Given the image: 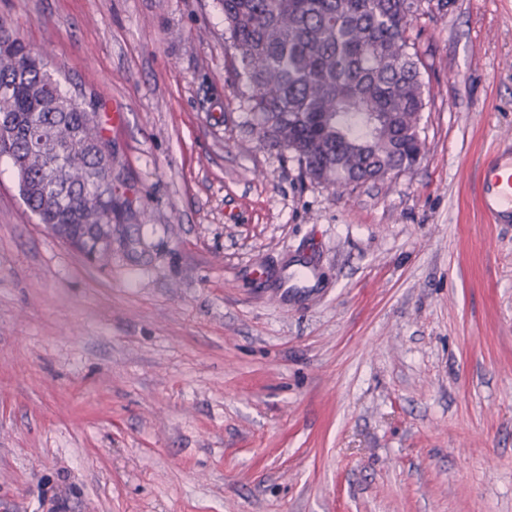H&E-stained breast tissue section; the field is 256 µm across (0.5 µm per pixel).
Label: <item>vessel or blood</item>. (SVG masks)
Returning <instances> with one entry per match:
<instances>
[{
    "label": "vessel or blood",
    "instance_id": "vessel-or-blood-1",
    "mask_svg": "<svg viewBox=\"0 0 512 512\" xmlns=\"http://www.w3.org/2000/svg\"><path fill=\"white\" fill-rule=\"evenodd\" d=\"M474 192L488 223H512V142H500L482 163Z\"/></svg>",
    "mask_w": 512,
    "mask_h": 512
}]
</instances>
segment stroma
<instances>
[{
    "instance_id": "obj_1",
    "label": "stroma",
    "mask_w": 512,
    "mask_h": 512,
    "mask_svg": "<svg viewBox=\"0 0 512 512\" xmlns=\"http://www.w3.org/2000/svg\"><path fill=\"white\" fill-rule=\"evenodd\" d=\"M112 142L91 260L0 158V512H512V0L413 24L423 158L261 141L220 0H0ZM474 192L489 224L512 223V142H500L482 163Z\"/></svg>"
}]
</instances>
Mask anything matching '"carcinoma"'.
Instances as JSON below:
<instances>
[{
	"instance_id": "carcinoma-1",
	"label": "carcinoma",
	"mask_w": 512,
	"mask_h": 512,
	"mask_svg": "<svg viewBox=\"0 0 512 512\" xmlns=\"http://www.w3.org/2000/svg\"><path fill=\"white\" fill-rule=\"evenodd\" d=\"M262 139L308 178L348 189L415 164L424 67L409 31L448 0H222ZM47 52L0 33V156L26 205L79 247L112 223V145L95 104L61 89Z\"/></svg>"
}]
</instances>
